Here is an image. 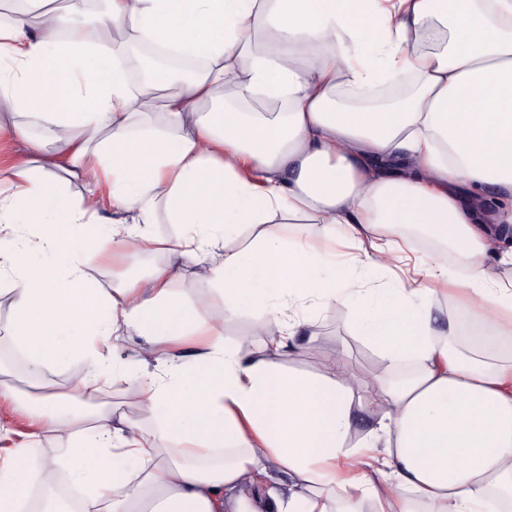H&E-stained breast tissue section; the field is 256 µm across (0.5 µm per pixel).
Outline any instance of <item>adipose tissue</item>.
<instances>
[{"label":"adipose tissue","instance_id":"adipose-tissue-1","mask_svg":"<svg viewBox=\"0 0 512 512\" xmlns=\"http://www.w3.org/2000/svg\"><path fill=\"white\" fill-rule=\"evenodd\" d=\"M109 2L84 23L51 7L34 27L20 13L0 21V133L24 145L0 194V274L13 281L12 339L32 375L72 368L84 399L103 381L136 387L160 428L103 413L90 421L62 396L31 399L1 380L0 401L36 436L69 446L37 469L32 446L0 456V512H19L18 489L53 490L61 473L82 495L79 512H332L327 490L339 491L342 512H496L512 500V361L481 357L512 333V279L499 273L512 266V200L488 205L490 192L512 191V0ZM435 20L449 39L422 49ZM128 28L206 60L205 70L174 93L162 69L129 87L108 39ZM259 34L284 53L253 52ZM406 75L413 92L381 108L343 96ZM226 85L260 111H203ZM154 101L174 134L136 128ZM20 113L46 120L45 139L14 122ZM53 167L84 195L72 199ZM160 205L179 228L175 251L219 287L222 310L186 302L172 268L146 288L104 290L80 267L83 254L133 261L148 251ZM285 214L306 216V242L285 239ZM331 224L356 254L325 277L316 239ZM389 224L420 225L466 258L465 308L479 326L467 351L436 333L423 289L367 287L370 269L403 260L405 244L381 232ZM248 225L259 229L251 245L226 251ZM34 245L49 258L38 268L27 258ZM309 301L354 304L383 362L416 363L365 401L377 460L347 446L356 375L341 358L319 376L280 368ZM246 309L279 336L259 355L224 342L225 319ZM127 333L154 348L179 336L203 344L192 363L173 358L131 379L95 346ZM274 473L287 475V494L259 493Z\"/></svg>","mask_w":512,"mask_h":512}]
</instances>
